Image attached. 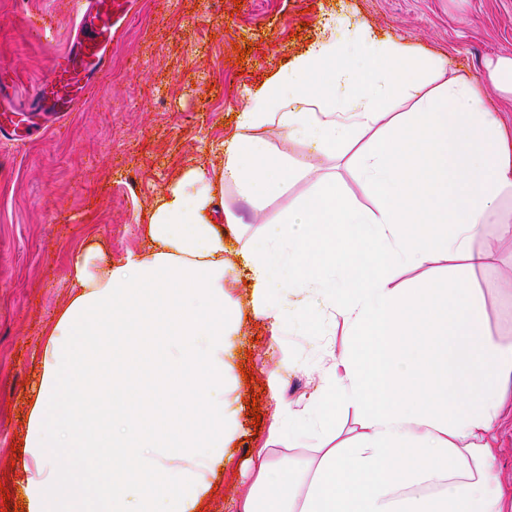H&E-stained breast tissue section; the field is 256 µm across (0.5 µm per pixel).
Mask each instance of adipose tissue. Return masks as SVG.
<instances>
[{"mask_svg": "<svg viewBox=\"0 0 512 512\" xmlns=\"http://www.w3.org/2000/svg\"><path fill=\"white\" fill-rule=\"evenodd\" d=\"M395 101L409 111L389 112ZM272 127L299 154L272 151ZM223 155L148 209L147 251L75 256L34 355L24 512H196L232 432L223 227L241 219L224 198L262 210L300 182L274 221L238 236L250 305L274 332L347 344L312 395L280 403L237 512H512L496 435L512 419V342L489 339L474 282L512 243V123L482 82L341 15L250 92ZM339 161L370 205L350 199ZM349 409L358 430L340 443Z\"/></svg>", "mask_w": 512, "mask_h": 512, "instance_id": "ef3b65f1", "label": "adipose tissue"}]
</instances>
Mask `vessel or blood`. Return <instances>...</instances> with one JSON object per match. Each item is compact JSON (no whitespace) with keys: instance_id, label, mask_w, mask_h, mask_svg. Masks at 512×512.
<instances>
[{"instance_id":"obj_1","label":"vessel or blood","mask_w":512,"mask_h":512,"mask_svg":"<svg viewBox=\"0 0 512 512\" xmlns=\"http://www.w3.org/2000/svg\"><path fill=\"white\" fill-rule=\"evenodd\" d=\"M79 32L67 50L52 61L51 89L34 91L26 107L11 106L0 112V141H17L19 117L44 113L61 119L90 99L100 75L112 66V41L119 27L116 16L130 0H71Z\"/></svg>"}]
</instances>
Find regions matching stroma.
<instances>
[{"label":"stroma","instance_id":"obj_1","mask_svg":"<svg viewBox=\"0 0 512 512\" xmlns=\"http://www.w3.org/2000/svg\"><path fill=\"white\" fill-rule=\"evenodd\" d=\"M340 14L447 58L450 73L482 79L486 107L512 120V95L488 80L499 58L512 57V0H132L112 69L93 96L46 122L38 139L0 145V486L11 502L21 495L13 464L36 372L32 352L69 298L75 255L92 243L116 263L144 251L140 219L149 205L185 169L220 164L250 90ZM74 17L69 0H0V65L12 102L47 84ZM245 278L240 270L225 284L243 303L227 357L237 428L201 512H235L249 489L247 455L264 444L278 401L310 395L327 372L326 337L272 338L268 320L245 304ZM276 372L274 395L268 379ZM252 394L255 417L247 413Z\"/></svg>","mask_w":512,"mask_h":512}]
</instances>
